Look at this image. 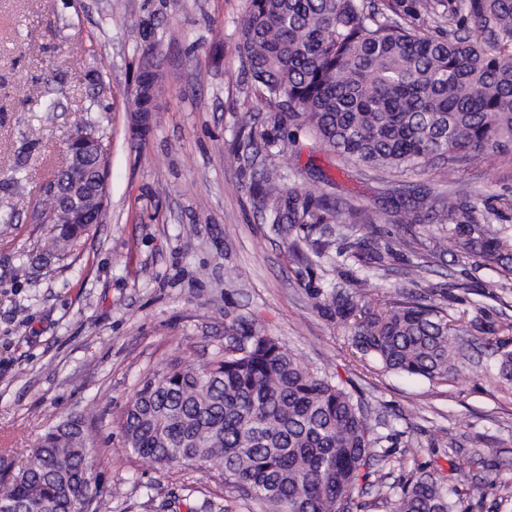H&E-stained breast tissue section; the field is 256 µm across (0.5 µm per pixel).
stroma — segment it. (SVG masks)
<instances>
[{"instance_id":"stroma-1","label":"stroma","mask_w":512,"mask_h":512,"mask_svg":"<svg viewBox=\"0 0 512 512\" xmlns=\"http://www.w3.org/2000/svg\"><path fill=\"white\" fill-rule=\"evenodd\" d=\"M247 0H0V478L25 465L41 435L81 417L95 448L98 512H261L200 464L155 463L125 448L120 422L140 383L173 361L204 364L241 320L274 336L310 370L349 387L369 409L388 452L356 488L358 512H391L396 489L423 472L442 479L457 512H512V389L475 367L445 383L384 371L349 356L347 325L322 315L319 294L369 276L367 311L421 296L488 325L512 321V279L460 252L452 225L358 224L312 232L264 223L241 145L274 124L238 51ZM161 63L158 108L140 140L129 129L130 92L148 53ZM110 92L90 108L98 85ZM53 96L58 109L44 120ZM99 122L108 146L103 223L63 260L29 266L45 230L36 220L51 169L79 121ZM26 162L28 191L11 183ZM258 164L319 186L330 200L379 209L411 189L460 195L479 223L512 231V155L382 174L346 164L306 130L291 154ZM412 236L416 253L394 250ZM392 248L387 270L364 273L343 257L351 238ZM331 253L316 258V240ZM429 261L422 278L406 270ZM464 458V471L451 468Z\"/></svg>"}]
</instances>
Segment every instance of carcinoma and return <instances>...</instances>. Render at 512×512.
Returning a JSON list of instances; mask_svg holds the SVG:
<instances>
[{
	"label": "carcinoma",
	"mask_w": 512,
	"mask_h": 512,
	"mask_svg": "<svg viewBox=\"0 0 512 512\" xmlns=\"http://www.w3.org/2000/svg\"><path fill=\"white\" fill-rule=\"evenodd\" d=\"M444 19L434 34L420 22ZM240 54L257 96L305 128L346 163L406 171L443 158L475 160L512 152V0H248ZM263 145L288 154L280 130ZM262 168L252 194L267 224L313 229L337 221L323 194L290 186ZM456 225L458 247L512 278V233L477 222L457 198L431 202ZM358 223L415 224L399 201L355 210ZM47 225L43 253L61 260L88 224ZM369 278L352 293L331 289L321 312L351 330L353 353L387 371L445 380L460 371L477 335L497 330L433 303L390 301L363 311ZM205 366L173 362L144 380L122 422L126 445L159 464L203 462L258 501L265 512H351L365 470L387 457L362 405L304 367L272 336L248 326ZM493 377L512 385V340L486 341ZM94 449L81 419L68 417L41 438L34 457L3 488L21 512H67L70 499L100 490L82 479ZM392 512H456L442 480L421 474L400 486Z\"/></svg>",
	"instance_id": "carcinoma-1"
}]
</instances>
